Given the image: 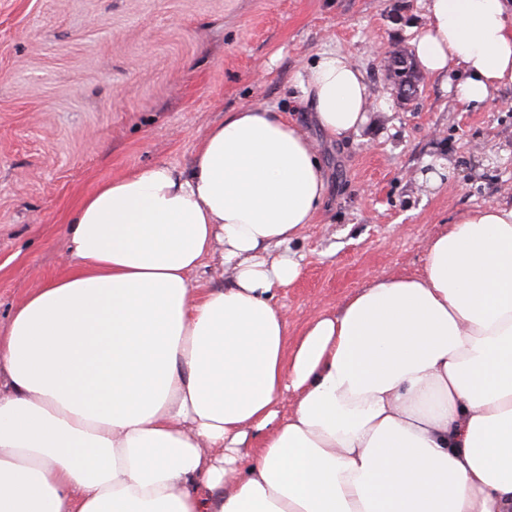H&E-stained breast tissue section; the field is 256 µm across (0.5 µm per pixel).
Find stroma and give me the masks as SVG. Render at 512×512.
Returning a JSON list of instances; mask_svg holds the SVG:
<instances>
[{
    "label": "stroma",
    "instance_id": "35a3bbf8",
    "mask_svg": "<svg viewBox=\"0 0 512 512\" xmlns=\"http://www.w3.org/2000/svg\"><path fill=\"white\" fill-rule=\"evenodd\" d=\"M425 22V0H0V330L66 271L64 230L86 196L150 163L188 166L206 130L248 106L300 123L330 183L290 245L301 275L277 294L289 339L421 271L428 239L512 194L511 86L472 108L417 69L415 97H400L388 52ZM323 51L371 88L369 123L340 142L296 98Z\"/></svg>",
    "mask_w": 512,
    "mask_h": 512
}]
</instances>
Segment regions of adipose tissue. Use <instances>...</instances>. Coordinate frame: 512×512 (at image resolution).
Listing matches in <instances>:
<instances>
[{
    "mask_svg": "<svg viewBox=\"0 0 512 512\" xmlns=\"http://www.w3.org/2000/svg\"><path fill=\"white\" fill-rule=\"evenodd\" d=\"M426 19L412 52L458 73L459 102L512 86V0H426ZM296 88L328 137L370 120L345 55ZM328 191L306 131L249 106L189 167L85 198L66 273L0 336V512H512V200L292 341L273 299ZM208 257L225 280L199 292Z\"/></svg>",
    "mask_w": 512,
    "mask_h": 512,
    "instance_id": "1",
    "label": "adipose tissue"
}]
</instances>
